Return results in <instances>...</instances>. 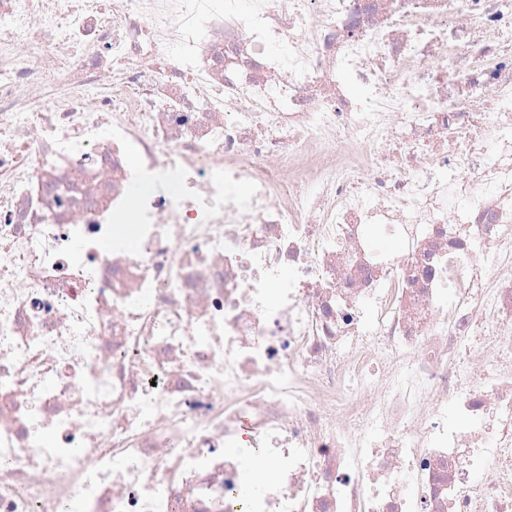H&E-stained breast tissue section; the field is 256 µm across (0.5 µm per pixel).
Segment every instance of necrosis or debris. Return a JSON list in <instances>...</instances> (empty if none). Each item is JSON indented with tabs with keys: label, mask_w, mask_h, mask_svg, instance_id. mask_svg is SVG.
<instances>
[{
	"label": "necrosis or debris",
	"mask_w": 512,
	"mask_h": 512,
	"mask_svg": "<svg viewBox=\"0 0 512 512\" xmlns=\"http://www.w3.org/2000/svg\"><path fill=\"white\" fill-rule=\"evenodd\" d=\"M0 512H512V0H0Z\"/></svg>",
	"instance_id": "necrosis-or-debris-1"
}]
</instances>
